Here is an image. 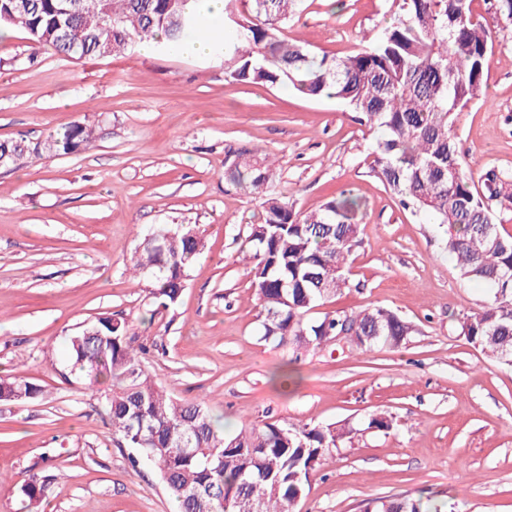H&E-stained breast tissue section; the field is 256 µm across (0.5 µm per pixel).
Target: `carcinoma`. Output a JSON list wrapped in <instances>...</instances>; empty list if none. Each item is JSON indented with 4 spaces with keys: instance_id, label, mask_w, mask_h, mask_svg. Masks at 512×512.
<instances>
[{
    "instance_id": "cac0c4a2",
    "label": "carcinoma",
    "mask_w": 512,
    "mask_h": 512,
    "mask_svg": "<svg viewBox=\"0 0 512 512\" xmlns=\"http://www.w3.org/2000/svg\"><path fill=\"white\" fill-rule=\"evenodd\" d=\"M482 2L476 11L474 3ZM295 0H244L241 22L224 23L229 38L213 45L227 75L242 84H288L310 98H335L382 135L372 147L371 172L400 202L448 226L446 248L460 276L488 286L482 309L463 318L461 334L490 359L512 366V235L502 232L496 208L511 210L501 192L512 175L494 168L474 180L462 167L453 115L486 99V70L499 19L512 17V0H396L398 15L376 42L343 59L318 55L281 37ZM198 0H0V27L20 26L34 46H50L72 59L108 58L128 44L152 39L176 49L197 31ZM95 128L74 122L46 139L0 140V167L45 155L81 153ZM240 189L264 197L263 222L251 226L244 245L249 274L263 309L264 339L295 351L316 350L342 331L357 349H394L413 335L410 321L377 306L309 318L347 287V261L358 241L360 202L344 191L321 208L297 213L269 191L273 163L246 150L225 169ZM133 271L149 273L152 297L175 306L185 272L203 244L190 227L152 231ZM71 370L92 383L111 382L105 409L113 433L134 449L132 465L157 470L180 512H294L310 474L330 449L357 433L345 422L244 429L233 437L202 402H183L153 382L142 368L147 348L125 321L101 316L68 338ZM21 380L0 382V401L38 397ZM45 481L22 486L27 507L42 501ZM363 512H428L421 499L378 498Z\"/></svg>"
}]
</instances>
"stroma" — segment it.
<instances>
[{"label":"stroma","mask_w":512,"mask_h":512,"mask_svg":"<svg viewBox=\"0 0 512 512\" xmlns=\"http://www.w3.org/2000/svg\"><path fill=\"white\" fill-rule=\"evenodd\" d=\"M396 12L394 0H298L283 33L341 58L373 44ZM487 87L486 101L454 115L459 152L466 172L512 174V34L495 48ZM74 121L100 125L89 150L0 168V381L42 390L0 402V512H21L33 476L47 480L39 512H176L156 469L131 467L103 390L59 374L67 338L104 314L156 343L145 371L174 398L205 402L225 434L360 427L327 454L295 512H361L392 495L440 512H512V367L460 330L487 288L460 276L442 228L371 174L376 134L355 112L286 85L233 82L213 55L136 47L73 60L32 50L22 28L1 31L0 139L34 142ZM243 150L275 159L271 189L295 211L344 190L361 200L348 286L314 314L391 309L416 328L405 345L334 342L297 357L263 340L241 248L262 200L224 177ZM181 224L205 247L180 302L164 309L130 267L148 230ZM373 414L393 417V430H363Z\"/></svg>","instance_id":"1"}]
</instances>
